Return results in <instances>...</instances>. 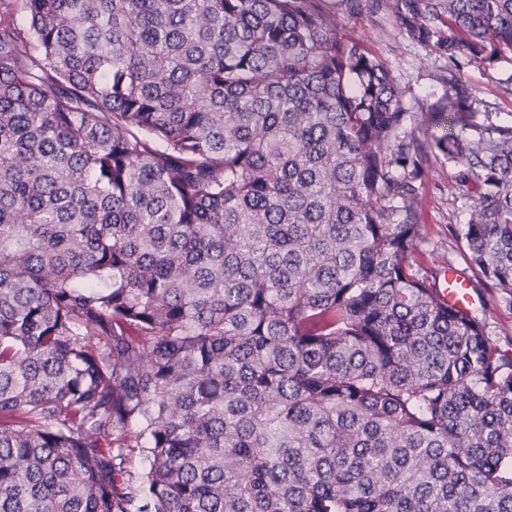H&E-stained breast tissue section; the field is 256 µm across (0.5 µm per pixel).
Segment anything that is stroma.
I'll list each match as a JSON object with an SVG mask.
<instances>
[{"label": "stroma", "instance_id": "stroma-1", "mask_svg": "<svg viewBox=\"0 0 512 512\" xmlns=\"http://www.w3.org/2000/svg\"><path fill=\"white\" fill-rule=\"evenodd\" d=\"M344 36L362 39L386 65L402 93L404 127L416 135H442L432 122V110L448 97L447 58L411 41L390 13L362 0L352 11L336 12ZM469 94L472 123L512 125V61L487 66L466 63L461 67ZM422 166L417 221L424 242L417 262L437 274L456 268L468 279L476 299L475 313L483 319L486 332L501 345L512 342V307L502 304L496 286L470 269L466 247L458 232L469 217L471 199L464 196L457 169L434 149H427Z\"/></svg>", "mask_w": 512, "mask_h": 512}]
</instances>
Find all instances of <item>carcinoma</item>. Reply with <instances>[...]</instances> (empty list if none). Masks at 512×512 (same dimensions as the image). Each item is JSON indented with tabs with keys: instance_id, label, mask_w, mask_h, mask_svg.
Returning a JSON list of instances; mask_svg holds the SVG:
<instances>
[{
	"instance_id": "carcinoma-1",
	"label": "carcinoma",
	"mask_w": 512,
	"mask_h": 512,
	"mask_svg": "<svg viewBox=\"0 0 512 512\" xmlns=\"http://www.w3.org/2000/svg\"><path fill=\"white\" fill-rule=\"evenodd\" d=\"M388 8L512 306V126L460 74L512 0ZM404 116L326 0H0V512H512V346L415 263Z\"/></svg>"
}]
</instances>
